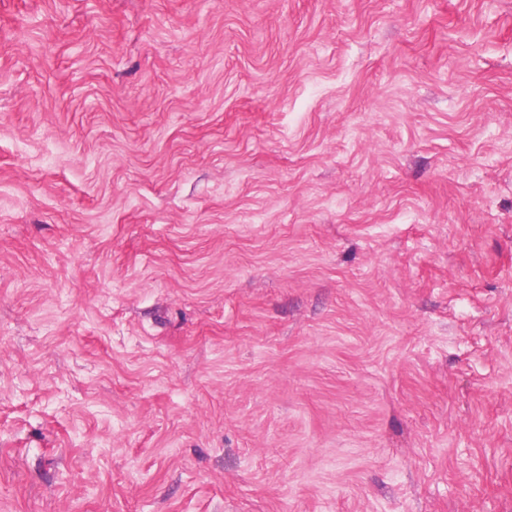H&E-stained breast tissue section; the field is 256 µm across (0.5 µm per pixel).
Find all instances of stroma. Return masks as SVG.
<instances>
[{
	"label": "stroma",
	"mask_w": 512,
	"mask_h": 512,
	"mask_svg": "<svg viewBox=\"0 0 512 512\" xmlns=\"http://www.w3.org/2000/svg\"><path fill=\"white\" fill-rule=\"evenodd\" d=\"M0 512H512V0H0Z\"/></svg>",
	"instance_id": "1"
}]
</instances>
